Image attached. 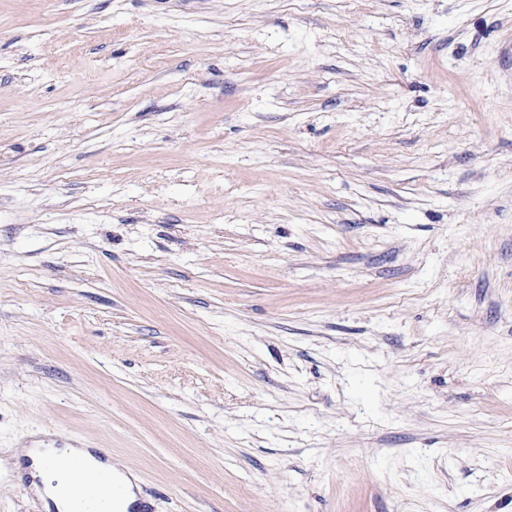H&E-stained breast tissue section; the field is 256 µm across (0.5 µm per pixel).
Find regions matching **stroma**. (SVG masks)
Returning <instances> with one entry per match:
<instances>
[{
    "mask_svg": "<svg viewBox=\"0 0 512 512\" xmlns=\"http://www.w3.org/2000/svg\"><path fill=\"white\" fill-rule=\"evenodd\" d=\"M512 512V0H0V512ZM95 452H102L99 448H37L35 446L16 448L15 466L18 472L30 477L32 491L49 510L54 507L58 512H68L70 493L73 488L82 484V477L74 465V459L82 458L89 466L98 468L100 473L106 476L111 486L119 487L122 495L111 499V510L116 512H128L137 507V478L129 470L118 463L112 462L108 455L107 462L100 463L94 456ZM76 463L83 469H79L87 475L88 480L82 487L73 491L72 510L74 512H95L92 509L102 495L105 480L100 473L88 469L84 463L77 460ZM112 507L114 510H112Z\"/></svg>",
    "mask_w": 512,
    "mask_h": 512,
    "instance_id": "1",
    "label": "stroma"
}]
</instances>
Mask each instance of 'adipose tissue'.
<instances>
[{"mask_svg":"<svg viewBox=\"0 0 512 512\" xmlns=\"http://www.w3.org/2000/svg\"><path fill=\"white\" fill-rule=\"evenodd\" d=\"M84 459L89 466L99 469L110 485L122 494L113 500L115 512H131L138 502L135 475L118 463L99 462L91 448H37L17 449L15 466L29 476L32 491L45 507L56 512H68L70 493L79 487L82 477L74 465L75 459Z\"/></svg>","mask_w":512,"mask_h":512,"instance_id":"1","label":"adipose tissue"}]
</instances>
